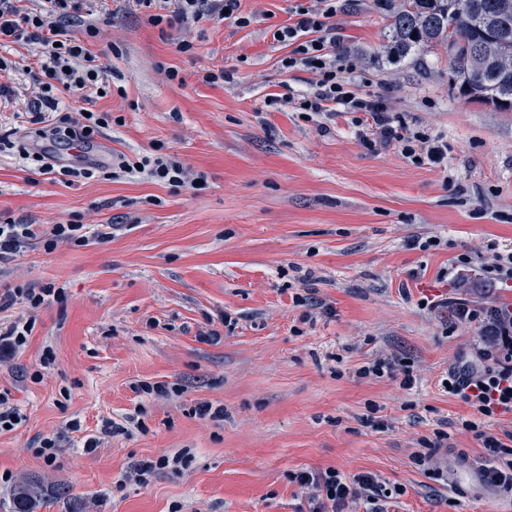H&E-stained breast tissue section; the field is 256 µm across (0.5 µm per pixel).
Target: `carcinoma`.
I'll list each match as a JSON object with an SVG mask.
<instances>
[{
  "mask_svg": "<svg viewBox=\"0 0 512 512\" xmlns=\"http://www.w3.org/2000/svg\"><path fill=\"white\" fill-rule=\"evenodd\" d=\"M393 54L442 44L451 57L450 76L467 99L512 111V0H402L392 14ZM41 486L19 482L11 512H36Z\"/></svg>",
  "mask_w": 512,
  "mask_h": 512,
  "instance_id": "1",
  "label": "carcinoma"
}]
</instances>
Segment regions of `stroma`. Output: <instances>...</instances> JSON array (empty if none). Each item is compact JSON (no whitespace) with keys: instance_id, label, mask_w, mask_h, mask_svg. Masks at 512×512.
I'll return each instance as SVG.
<instances>
[{"instance_id":"1","label":"stroma","mask_w":512,"mask_h":512,"mask_svg":"<svg viewBox=\"0 0 512 512\" xmlns=\"http://www.w3.org/2000/svg\"><path fill=\"white\" fill-rule=\"evenodd\" d=\"M294 4L240 0L249 27L200 21L186 53L121 0L95 4L101 34L88 47L124 92L96 100L120 122L87 158L108 166L161 143L206 172L205 189L104 177L70 186L0 152V213L112 227L84 247L32 246L0 264L2 285L53 281L67 294L38 311L25 348L0 364V392L22 416L0 434V512L28 477L44 490L37 512H297L306 491L293 474L327 468L376 475L393 492L388 512H512V493L448 481V449L479 466L485 450L461 425L471 408L443 385L479 344L477 326L449 329L444 299L502 302L501 288H458L444 272L491 245L512 252V112L465 99L445 47L394 56L391 13L377 0L337 16L341 50L364 94L447 140V167L366 149L350 112L306 119L266 107L268 96L311 87L309 72L281 69L288 49L273 38ZM218 67L233 81L199 79ZM170 68L180 81L167 80ZM9 84L0 134L18 137L36 89L18 73ZM211 330L216 339L201 341ZM48 347L55 363L31 381ZM378 358L406 360L410 372L361 376ZM140 382L184 391L135 392ZM203 403L223 418L199 416ZM129 415L138 425L128 434L82 451L103 419ZM73 418L80 431L46 465L39 439ZM436 432L443 447L424 448ZM178 454L184 465L146 483L124 479L137 462Z\"/></svg>"}]
</instances>
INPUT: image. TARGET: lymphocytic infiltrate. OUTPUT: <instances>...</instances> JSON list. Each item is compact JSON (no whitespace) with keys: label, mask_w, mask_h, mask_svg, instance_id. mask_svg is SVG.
Wrapping results in <instances>:
<instances>
[{"label":"lymphocytic infiltrate","mask_w":512,"mask_h":512,"mask_svg":"<svg viewBox=\"0 0 512 512\" xmlns=\"http://www.w3.org/2000/svg\"><path fill=\"white\" fill-rule=\"evenodd\" d=\"M92 0H36L28 6L22 0H0V75L16 72L14 60L5 49L35 47V64L28 73L39 89L36 126L27 139L14 141L0 136V146L16 151L19 158L33 161L39 170L58 173L68 184L87 183L98 177V165L77 159L58 165L53 154L34 150L41 139L61 140L69 148L89 145L102 129L110 127L108 112H62V95H80L91 104L100 92L109 91L104 69L86 47L99 29L85 23ZM148 24L171 28H191L201 20L230 21L237 27L249 26L252 15L242 14L239 0H132ZM350 0H300L291 24L275 30L274 39L289 48L281 61L285 70L301 68L314 76L310 92L269 98V105L289 108L303 115H328L334 112H359L358 137L368 149L395 147L415 163L442 165L448 157V144L442 138L421 132L400 115L387 111L383 104L360 95L355 64H341L343 34L336 16L345 12ZM144 176L173 189L202 190L207 185L204 172L193 170L178 157L166 154L163 144H155L152 154L123 156L112 165V178ZM102 229L86 224H20L12 218L0 219V263L21 257L32 244L54 251L61 244L86 246L105 238ZM478 271L480 278L496 284H512V253L490 251L481 262L461 256L455 273ZM66 299L64 287L48 282L37 287L0 289V312L15 310L7 325L0 326V362L13 359L27 344L32 331L33 311ZM456 324L478 325L481 345L476 362L450 367L444 386L450 395L460 397L473 408L476 417L464 421L465 429L475 432L486 452L483 477L488 484L512 492V448L483 428L485 420L512 413V310L495 305L458 304ZM293 480L307 489V512H348L350 504L364 501L367 512H387L386 489L376 476L346 475L336 469L303 470Z\"/></svg>","instance_id":"obj_1"}]
</instances>
